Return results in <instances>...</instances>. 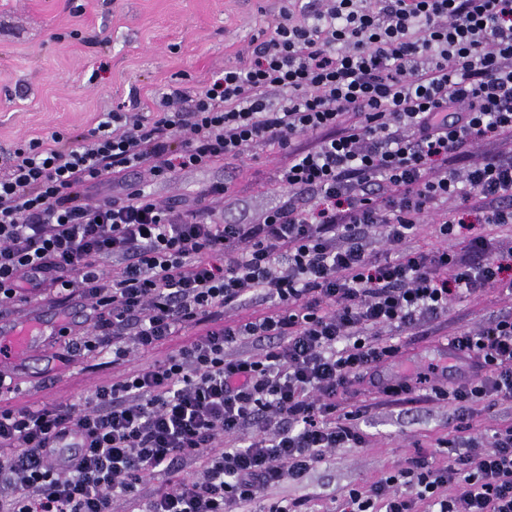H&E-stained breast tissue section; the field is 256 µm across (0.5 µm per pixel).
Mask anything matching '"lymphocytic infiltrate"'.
<instances>
[{
  "label": "lymphocytic infiltrate",
  "instance_id": "obj_1",
  "mask_svg": "<svg viewBox=\"0 0 512 512\" xmlns=\"http://www.w3.org/2000/svg\"><path fill=\"white\" fill-rule=\"evenodd\" d=\"M512 0H308L269 16L238 64L196 93H162L155 111L100 113L79 135L53 132L0 168V313L52 291L87 302L66 362L195 339L79 403L12 405L0 368V512H244L314 464L364 442L354 382L381 379L399 352L384 327L414 331L491 288L512 300V250L482 226L512 224ZM259 144L288 155L278 202L225 223L227 184L193 202L145 186L92 199L122 172L153 178L240 159ZM480 163L458 168L472 150ZM458 200L445 217L439 202ZM435 222L442 247L409 246ZM379 230L391 257L367 251ZM469 241L466 250L455 240ZM118 266L106 274V263ZM268 312L225 322L250 302ZM265 340L256 354L241 341ZM468 361L434 387L457 420L512 400V312L448 341ZM241 444L225 445L226 437ZM446 462L415 453L348 491L339 512H512V424L442 440ZM199 461L190 476L185 462ZM168 483L145 490L149 475Z\"/></svg>",
  "mask_w": 512,
  "mask_h": 512
}]
</instances>
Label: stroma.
Returning <instances> with one entry per match:
<instances>
[{
    "label": "stroma",
    "instance_id": "1",
    "mask_svg": "<svg viewBox=\"0 0 512 512\" xmlns=\"http://www.w3.org/2000/svg\"><path fill=\"white\" fill-rule=\"evenodd\" d=\"M283 4L284 0H0V167L18 143L55 131L85 133L95 126L98 113L130 105L132 98L150 106L172 86L191 93L200 90L213 75L236 63L264 27L268 13ZM283 160L278 150L259 145L241 159L180 171L167 180H150L140 170L126 172L124 178L148 186L158 199L186 201L205 185L227 182L237 203L225 210L224 221L234 224L277 203V169ZM505 307L496 293L478 292L454 301L427 335L383 329V337L400 348L384 366L385 376L413 380L438 364L447 367L449 377H456L466 363L449 351V336L488 321ZM14 317L28 327L56 322L77 331L86 326L85 307L77 300L64 308L46 302L23 305ZM194 337V330H185L161 351L139 353L95 372L79 361L64 362L63 338L47 337L40 351L15 360L21 386L15 401L79 402L95 385L146 368ZM348 402L365 410L359 421L365 443L336 451L315 466L302 485L275 490V497L306 494V512H336L350 488L377 481L416 450L439 456V440L455 433L448 403L420 392L391 402L364 385Z\"/></svg>",
    "mask_w": 512,
    "mask_h": 512
}]
</instances>
